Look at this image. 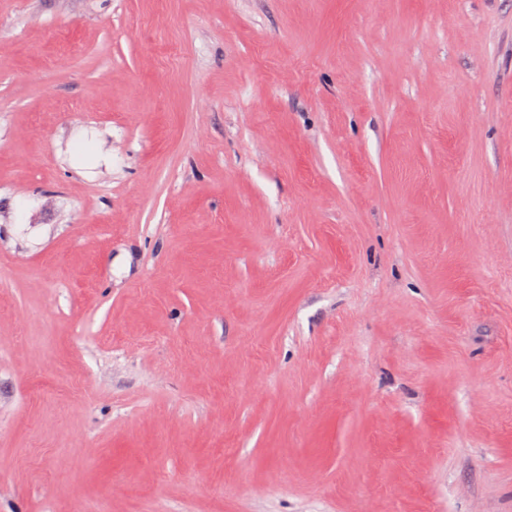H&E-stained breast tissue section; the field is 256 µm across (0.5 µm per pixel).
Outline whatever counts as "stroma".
<instances>
[{
	"instance_id": "obj_1",
	"label": "stroma",
	"mask_w": 512,
	"mask_h": 512,
	"mask_svg": "<svg viewBox=\"0 0 512 512\" xmlns=\"http://www.w3.org/2000/svg\"><path fill=\"white\" fill-rule=\"evenodd\" d=\"M0 512H512V0H0Z\"/></svg>"
}]
</instances>
